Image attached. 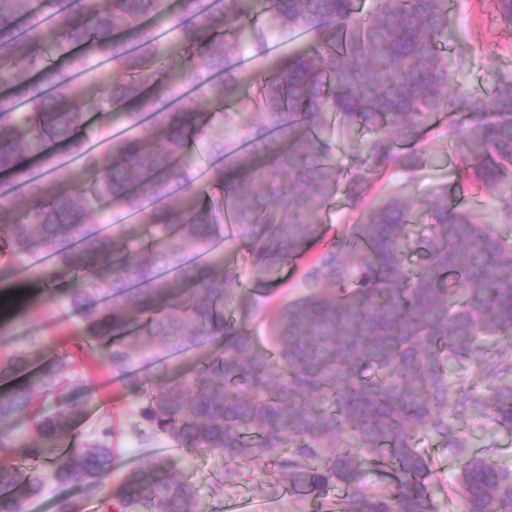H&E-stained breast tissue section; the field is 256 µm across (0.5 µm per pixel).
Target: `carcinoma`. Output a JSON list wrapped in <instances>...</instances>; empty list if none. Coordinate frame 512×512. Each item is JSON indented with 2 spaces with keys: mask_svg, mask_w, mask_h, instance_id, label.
I'll list each match as a JSON object with an SVG mask.
<instances>
[{
  "mask_svg": "<svg viewBox=\"0 0 512 512\" xmlns=\"http://www.w3.org/2000/svg\"><path fill=\"white\" fill-rule=\"evenodd\" d=\"M492 4L511 29L512 0ZM451 23L449 0H0V261L52 254L34 278L83 338L44 363L42 348L0 357V512L71 483L102 512H197L170 456L112 488L109 431L79 440L63 395L78 364L141 400L140 435L224 455L226 487L274 453L277 483L315 504L336 488L341 512H438L428 436L460 460L463 512H512V470L448 421L512 433V236L446 192L422 207L369 194L371 176L419 166L436 130L466 163L458 188L512 224V73L487 96L454 86L470 61L438 52ZM298 30L301 47L271 54L274 32ZM187 89L205 107L182 105ZM338 197L358 222L327 244L318 216ZM101 206L137 221L104 234ZM415 219L428 259L412 269ZM316 246L259 341L270 299L246 281ZM25 296L0 294V311Z\"/></svg>",
  "mask_w": 512,
  "mask_h": 512,
  "instance_id": "cac0c4a2",
  "label": "carcinoma"
}]
</instances>
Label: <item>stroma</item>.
<instances>
[{
	"label": "stroma",
	"instance_id": "35a3bbf8",
	"mask_svg": "<svg viewBox=\"0 0 512 512\" xmlns=\"http://www.w3.org/2000/svg\"><path fill=\"white\" fill-rule=\"evenodd\" d=\"M451 10L453 36L445 52L464 54L472 62L470 70L460 75L458 82L468 91L488 94L493 74L512 73V32L496 23L489 0H452ZM427 151L426 159L414 171L398 170L375 178L372 194L403 193L425 200L453 187L464 167L463 161L449 163L448 149L434 133L428 136ZM77 324L76 317L65 305L46 302L40 288L35 286L27 308L0 326L9 332L11 348L44 347L61 351L75 349L79 344ZM76 397L84 409V421L78 429L82 437L95 435L104 427L110 430V440L117 452L115 473L135 467L151 456L169 455L177 460L180 475L197 491V512H225L235 499L250 502L253 512H314L312 504L296 493L271 488L273 464L269 457L245 464L241 483L225 490L220 483L226 462L220 453L201 451L188 457L165 437L145 440L137 437L134 426L139 419V402L113 381L108 369L88 373L86 387ZM421 448L435 459L440 512H458V502L448 493L460 470L458 458L443 451L433 439L425 440Z\"/></svg>",
	"mask_w": 512,
	"mask_h": 512
}]
</instances>
